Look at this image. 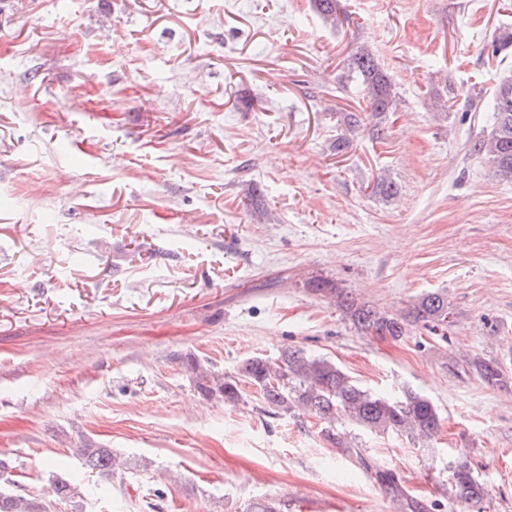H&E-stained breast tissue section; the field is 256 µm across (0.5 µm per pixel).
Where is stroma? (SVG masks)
Wrapping results in <instances>:
<instances>
[{"label": "stroma", "instance_id": "35a3bbf8", "mask_svg": "<svg viewBox=\"0 0 512 512\" xmlns=\"http://www.w3.org/2000/svg\"><path fill=\"white\" fill-rule=\"evenodd\" d=\"M339 8L332 28L311 0H0V458L20 492L58 476L81 492L58 512H398L318 418L269 414L247 384L204 399L184 366L295 346L438 408L427 443L340 420L344 447L435 512L468 462L512 512V182L470 151L512 72L491 45L512 0ZM361 45L398 83L381 117L346 78ZM313 277L389 313L443 292L447 334H362ZM84 448H77V454L83 460L87 469L97 471L102 476L112 475V451L108 448H92L85 444Z\"/></svg>", "mask_w": 512, "mask_h": 512}]
</instances>
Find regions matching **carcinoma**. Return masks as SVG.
<instances>
[{"mask_svg":"<svg viewBox=\"0 0 512 512\" xmlns=\"http://www.w3.org/2000/svg\"><path fill=\"white\" fill-rule=\"evenodd\" d=\"M312 7L325 24L336 27L338 0H312ZM346 68L347 78L361 86L374 114L384 115L397 109L398 84L372 49L357 48L346 60ZM471 152L487 163L493 177L512 181V76L501 78L497 84L492 102V127L488 134L475 138ZM306 287L336 302L354 323L373 336L397 340L413 325L433 334L448 328V296L441 292L423 293L406 313L394 315L359 301L331 280H311ZM472 364L485 382L501 381L498 363L476 358ZM185 367L194 388L208 400L217 398L235 405L242 398V384L247 383L256 387L268 412L274 415L309 414L330 426L343 417L371 432L392 431L419 442L433 439L439 428L438 410L429 397L412 391L400 399L375 395L362 389L335 363L297 348L286 347L275 357L248 358L234 372H216L195 357L187 358ZM327 438L343 447L336 434L329 432ZM345 451L358 468L369 473L397 502L399 512L433 510V504L409 493L398 473L380 465L359 448L347 447ZM77 454L87 469L103 476L112 475L111 449L86 444L77 449ZM79 495V490L66 480L51 481L52 501L69 502ZM446 498L448 512H462V506L477 505L488 499V489L473 468L462 462L455 467ZM0 512H49V505L44 499L0 487Z\"/></svg>","mask_w":512,"mask_h":512,"instance_id":"1","label":"carcinoma"}]
</instances>
